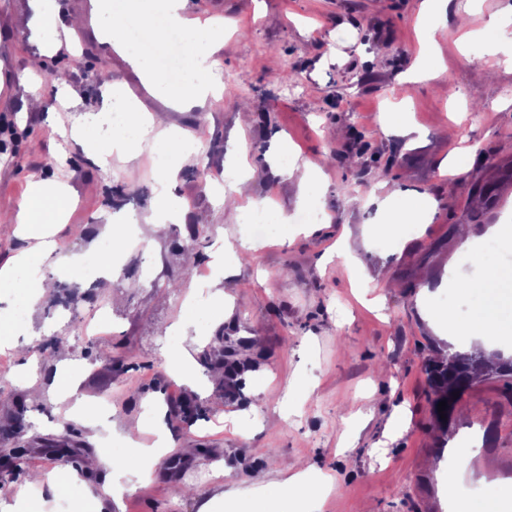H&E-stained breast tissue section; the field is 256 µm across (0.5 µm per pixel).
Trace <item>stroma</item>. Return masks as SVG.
<instances>
[{
	"label": "stroma",
	"instance_id": "obj_1",
	"mask_svg": "<svg viewBox=\"0 0 512 512\" xmlns=\"http://www.w3.org/2000/svg\"><path fill=\"white\" fill-rule=\"evenodd\" d=\"M420 3L186 0L188 14L222 23L214 70L236 80L200 112L165 110L91 26L89 0H56L58 28L69 31L72 46L52 53L30 26L23 0H0V211L17 208L32 183H67L75 203L58 234L62 260L84 253L115 214L146 216L155 172L146 153L114 156L101 166L80 143L61 145L55 126L74 119L89 125L95 140L110 141L104 115L117 87L149 112L167 111L169 122L201 144L176 186L191 204L183 223L159 230L148 246L116 241L121 261L108 292L89 279L61 280L54 299L33 312L32 335L0 351V417L31 386L44 391L40 403L29 405L21 437L0 433V448L29 446L28 466L38 475L0 484V512L21 490L43 512H199L218 495L224 505L214 512L227 506L258 512V498H241V491H281L287 470L301 461L319 481L314 494L296 503L297 512H451L449 491L490 496L481 482L485 472L512 482V398L503 382H480L464 396L448 443L432 416L423 373L442 344L426 310L449 308L462 317L478 303L443 280L512 264V247H483L491 227L512 223V193L493 205L474 193L482 184L512 189V69L489 55L486 31L491 15L511 9L512 0H448L424 34ZM466 29L477 34L471 52L480 66L458 49ZM430 44L440 51V76L414 80L417 58ZM59 70L68 74L69 109L52 83ZM101 71L107 80H98ZM34 93L40 109L25 110ZM396 104L410 114V136L383 126ZM283 136L299 161L322 166L313 186L320 218L306 233L255 237L225 211L212 184L240 142L250 146L249 163L263 164ZM447 160L458 175L440 173ZM299 193L294 181L273 171L248 191L256 203L273 200L291 219L301 211ZM390 193L401 201L429 195V221L386 235L379 201ZM201 214L207 231L193 252L183 251L188 227ZM462 225L473 251L462 245ZM365 233L370 249L352 259L337 253L339 238ZM219 238L231 264L224 322L190 350L205 383L196 395L167 368L166 354L181 339L166 329L187 314L190 284L210 277L209 253ZM353 260L365 281H352ZM428 286L436 293L425 301ZM224 348L242 353L244 371L233 387L214 381L204 362ZM104 351L112 354L110 364L99 359ZM63 366L92 403L110 397L113 422L141 419V442L152 440L149 402L160 404L173 448L154 462L149 482L136 483L120 501L108 494L104 469L79 474L98 498L94 505L66 491L51 493L42 481L54 465L53 445L83 458L101 451L119 456L126 447L119 436L100 443L94 428L73 415L52 385ZM297 380L304 391H292ZM262 399L267 406L258 423L235 431L233 417ZM367 403L372 415L363 423L358 412ZM399 406L408 427L390 440L385 430ZM464 439L474 446L467 465L449 466ZM217 459L224 462L220 477L211 470Z\"/></svg>",
	"mask_w": 512,
	"mask_h": 512
}]
</instances>
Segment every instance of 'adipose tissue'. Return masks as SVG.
I'll use <instances>...</instances> for the list:
<instances>
[{
    "label": "adipose tissue",
    "mask_w": 512,
    "mask_h": 512,
    "mask_svg": "<svg viewBox=\"0 0 512 512\" xmlns=\"http://www.w3.org/2000/svg\"><path fill=\"white\" fill-rule=\"evenodd\" d=\"M97 22L112 48L139 72L143 82L153 95L171 106L191 105L205 107L209 100L223 93V84L212 75L215 47L224 38L220 27L208 21H184V0H95ZM128 16L144 18L142 38L150 48L143 53L139 47L129 44L123 37L124 19ZM181 28L185 34L187 62L183 77L169 81L154 68L153 56L162 55L168 47V28ZM115 106L126 114L124 125L112 140L101 144L90 137L85 125L73 126L71 133L77 137L98 161L108 156H137L150 151L156 170L151 211L143 221L133 223L131 232L139 243L150 244L153 233L168 224L181 223L187 207L186 201L175 191L177 176L184 163L196 155L200 145L184 135L180 128L165 122L155 114L144 112L138 100L123 94ZM296 153L288 141H280L270 165L288 179H298L304 190L305 204H314L307 190L318 177L321 167L316 163L297 164ZM74 202L70 187L62 182H37L32 184L25 200L6 218L12 224L15 236L29 240L28 248L13 256L0 268V291L15 294L27 312H34L46 298L50 288V276L63 272L72 282L87 275V259L73 257L68 264H61L55 239L65 216ZM212 276L203 282L192 284L187 295L190 312L169 328L171 334L182 337L183 343L167 355V367L189 384H197L193 358L187 341L200 336L203 327H212L224 316V291L222 280L224 267V243L216 241L210 254ZM512 284V265L491 264L468 279L464 291L479 297L480 302L463 319H455L453 313L441 310L434 318L452 324L455 335L465 337L470 351L485 350L489 338L512 336V323H506L503 314L512 309V294L506 293ZM151 443H132L122 456L97 454L94 463L112 468L123 465L133 470L137 480L149 478L151 460L166 453L172 442L162 421H155Z\"/></svg>",
    "instance_id": "adipose-tissue-1"
}]
</instances>
